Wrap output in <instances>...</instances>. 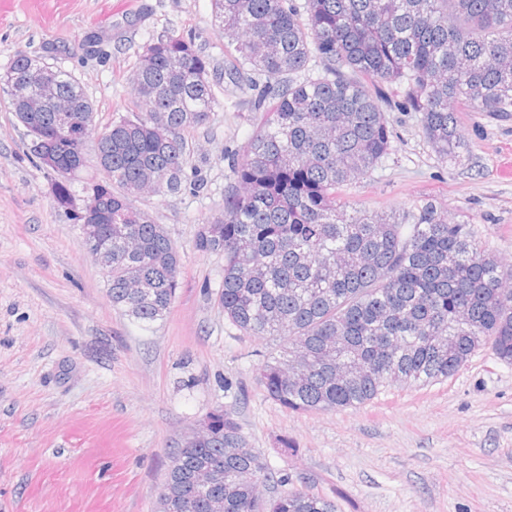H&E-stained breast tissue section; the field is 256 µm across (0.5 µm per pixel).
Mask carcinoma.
I'll list each match as a JSON object with an SVG mask.
<instances>
[{"label":"carcinoma","mask_w":512,"mask_h":512,"mask_svg":"<svg viewBox=\"0 0 512 512\" xmlns=\"http://www.w3.org/2000/svg\"><path fill=\"white\" fill-rule=\"evenodd\" d=\"M215 21L235 56L224 75L252 92L261 121L242 155L229 157L241 185L224 197V214L199 231L195 247L224 255V316L250 336L288 343L262 364L267 397L291 411L356 408L374 399L398 372L402 382L429 383L457 373L481 349L512 361V272L478 249L465 222H448L427 201L402 213L348 209L341 196L389 154L382 104L420 116L440 157L465 148L457 113L512 112V0H213ZM18 53L17 79L54 86L80 110L93 111L68 73ZM321 67L310 75L311 63ZM211 60L180 36L149 40L130 76L131 116L112 130L111 182L90 199L100 215L123 224L130 242L112 239V304L149 324L170 308L179 254L162 227L113 186L182 190L184 132L204 125L218 102ZM86 143H60L69 163ZM57 200L76 195L58 176ZM132 276L145 294L127 287ZM362 362L356 378L336 380L325 363L336 349ZM306 360L296 380L281 372ZM213 435L179 449L161 497L196 498L191 512H338L336 503L292 486L249 447L232 412L210 416ZM220 468L207 487L198 475ZM259 482L290 486L258 498Z\"/></svg>","instance_id":"1"}]
</instances>
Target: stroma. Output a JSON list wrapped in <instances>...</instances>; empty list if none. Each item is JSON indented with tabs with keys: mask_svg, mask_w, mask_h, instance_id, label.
<instances>
[{
	"mask_svg": "<svg viewBox=\"0 0 512 512\" xmlns=\"http://www.w3.org/2000/svg\"><path fill=\"white\" fill-rule=\"evenodd\" d=\"M163 34L193 38L210 57L219 105L185 133V175L199 188L130 199L180 255L175 298L153 323L113 305L0 91V512H157L185 437L227 407L273 469L338 512H512V363L491 351L424 386L389 384L357 408L294 412L259 385L279 341L225 318L224 257L195 247L236 183L230 155L261 118L224 81L231 49L212 0H0V76L20 52L68 72L101 128L126 115L138 56ZM385 116L391 151L347 188L350 205L435 202L512 265V115L461 113L466 148L454 163L415 113Z\"/></svg>",
	"mask_w": 512,
	"mask_h": 512,
	"instance_id": "1",
	"label": "stroma"
}]
</instances>
